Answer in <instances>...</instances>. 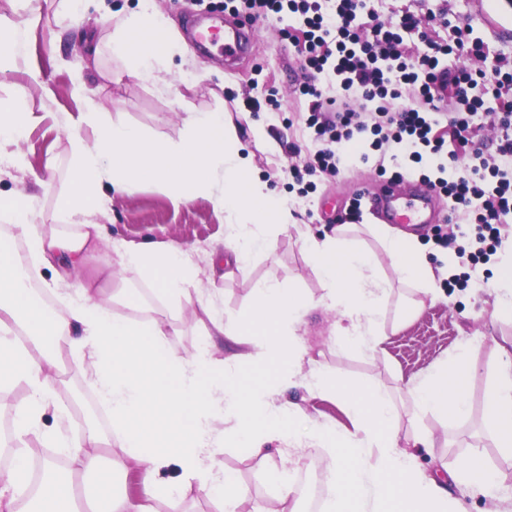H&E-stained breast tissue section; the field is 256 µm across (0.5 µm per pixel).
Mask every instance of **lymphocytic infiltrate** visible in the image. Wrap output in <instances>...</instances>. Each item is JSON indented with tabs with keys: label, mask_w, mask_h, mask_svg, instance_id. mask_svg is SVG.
I'll use <instances>...</instances> for the list:
<instances>
[{
	"label": "lymphocytic infiltrate",
	"mask_w": 512,
	"mask_h": 512,
	"mask_svg": "<svg viewBox=\"0 0 512 512\" xmlns=\"http://www.w3.org/2000/svg\"><path fill=\"white\" fill-rule=\"evenodd\" d=\"M234 13L254 21L282 12L301 17L303 42L298 48L303 66L316 76L332 69L336 77V96L324 99L316 83L304 85L302 93L309 98L308 129L318 148L303 168L293 169L296 181L321 172L338 175L341 162L356 135L371 132L372 149L394 143L399 145L401 169L421 163L422 149L440 153L442 141L433 133V112L439 111L445 88H452L454 109L448 114L460 147L469 143L468 131L475 121L486 115V98L499 100L498 120L503 128L512 127V103L503 94L512 90V72L498 73L487 80L484 73L466 67L444 68L449 55L480 54V43L469 42L470 26L457 27L453 43H428L421 55L411 57L403 51L405 35L419 32L423 20L404 15L399 24L386 26L362 22L365 0H335L333 13L322 11L320 0H224ZM415 87L418 100L412 105H399L401 89ZM376 103L377 119L367 123L363 113L350 107V96ZM502 165L486 161L471 165L466 174L454 179L431 178L423 182L448 199L451 210L471 213L476 224L475 252L458 248V255L472 261H485L501 245L498 226L512 216V136L502 139L498 148Z\"/></svg>",
	"instance_id": "obj_1"
}]
</instances>
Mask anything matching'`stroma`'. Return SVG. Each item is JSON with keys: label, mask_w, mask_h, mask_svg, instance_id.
<instances>
[{"label": "stroma", "mask_w": 512, "mask_h": 512, "mask_svg": "<svg viewBox=\"0 0 512 512\" xmlns=\"http://www.w3.org/2000/svg\"><path fill=\"white\" fill-rule=\"evenodd\" d=\"M220 0H156L159 11L173 25L176 36H183L187 24L194 19L212 23L223 18ZM368 9L377 21L393 24L406 13L431 17L429 36L439 42L453 36L452 27L467 23L472 38L482 41L485 54L460 59L448 57L449 66L464 64L492 70L500 61L512 62V0H369ZM251 54L236 67H225L221 54L202 55L190 49L188 62L180 72L170 77L172 94L159 92L148 81L132 75L114 80L112 73L120 66L112 56L107 32H100L101 53L90 60L77 33L62 29L53 9H44L33 38L23 54L11 58V71L6 86H21L27 91L30 109L43 120L32 130L22 148L28 152L36 173L51 180L53 190L42 196L45 210H52L57 193L66 183L70 165L69 140L65 130L54 125L56 115L77 112L78 102L70 94L74 72H83L91 95L112 117L142 127L151 134L167 139H179L184 134L183 110L223 112L227 121L241 132L252 154L254 172L266 180L276 193L293 202L300 223L313 234L331 226L349 222L353 201L352 187L362 181L377 186L381 170H393L391 153L370 152L368 160L346 162L334 177L318 176L316 188L301 195L290 170L304 165L314 145L305 124L308 99L301 89L308 80L295 47L294 38L302 30L298 18H262L254 23ZM40 70L41 81H47L54 91L44 98L40 82L29 76ZM250 100L259 101V111L247 109ZM261 123L267 136L253 141L250 124ZM103 224V240L89 261L97 267L112 260V242L116 239L139 242L147 238L170 242L185 249L199 270L201 287L214 293L226 312L238 314L250 305V288L260 279L287 281L302 292L320 295L322 285L308 266L296 241L295 232H283L277 237L273 253L257 254L247 270L225 278L224 266L214 261L215 252L224 248L223 215L204 197L189 204H173L158 185L139 184L124 195L110 196L105 212L99 218ZM460 282L443 288L442 297L425 302L419 315L409 324L396 326L399 296H412L413 290L396 285L393 299L387 306V330L382 351L376 358H367L348 349L331 345L329 329L334 314H318L308 320L306 339L311 354L319 355L337 374L371 383L383 382L401 386L449 356L461 343L478 339L482 345L479 363L490 369L494 361V343L512 339V321L497 320L490 289L495 270L485 263L456 262ZM64 383L57 391L56 401L65 406L79 405L81 412L73 416L74 430H81L85 416L99 415L100 409L84 372L66 367ZM486 380L478 378L472 387L471 414L466 421L441 425L433 418H424L420 426L433 432L435 448L419 451L418 461L424 469L435 462L455 464L472 444L484 446L490 461L499 468H512L494 447L491 438L482 434V407ZM224 466L237 473L246 490L241 512H256L257 508L275 507L274 493L264 482L263 465L246 460L235 449L224 452Z\"/></svg>", "instance_id": "1"}]
</instances>
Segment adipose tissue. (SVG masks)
Returning a JSON list of instances; mask_svg holds the SVG:
<instances>
[{
  "label": "adipose tissue",
  "instance_id": "ef3b65f1",
  "mask_svg": "<svg viewBox=\"0 0 512 512\" xmlns=\"http://www.w3.org/2000/svg\"><path fill=\"white\" fill-rule=\"evenodd\" d=\"M112 26V52L128 74L168 92L184 51L151 0L138 9L100 16ZM72 93L81 106L64 114L70 131V170L56 208L38 207V192L52 184L37 179V192L21 187L0 193V394L24 387L9 432L10 463L0 472V512H83L75 475L95 480L93 512H183L182 496L197 488L220 503L222 512H240L246 490L224 468L228 448L267 460L264 478L275 492L276 512L296 493L295 476L310 448L326 459L328 493L320 512H463L454 488L476 492L505 485L512 472L490 467L483 449L472 448L453 468L422 469L416 451L434 445L417 423L431 415L444 422L466 419L470 389L479 374L477 346L461 344L445 360L406 385L405 403L391 387L342 377L313 358L303 330L309 316L331 312L330 340L364 354L380 352L386 309L394 282L415 286L419 297L401 310L409 317L420 298L438 299L441 290L427 248L388 224L367 230L376 248L351 237L339 224L323 235L304 234L301 249L324 292L314 297L270 280L255 281L251 305L242 316L215 305L198 280L185 251L166 242H114L115 266L98 268L92 280L72 282L101 240L98 218L106 191L125 194L137 184L161 185L174 203L212 199L224 216L225 276L244 271L252 257L275 247L279 232L296 227L295 209L256 176L252 155L235 125L220 112H190L181 140L153 138L138 126L111 120L88 95L81 78ZM24 89L0 97V169L29 171L20 144L36 123ZM93 130V141L81 137ZM385 253L393 270L385 276L377 258ZM131 272L169 304L197 309L205 338L193 353L178 354L171 342L175 317L144 319L115 315L112 302L139 311L135 288L99 296L98 280ZM85 365L109 428L92 425L74 435L68 409L54 398L64 356ZM496 363L486 390L483 418L495 448L512 459V341L496 343ZM276 367L258 386L243 384L244 367ZM298 388L344 406L352 425L313 419L282 390ZM54 420L45 423L46 410ZM37 438L64 459V468L46 461L40 483L32 481L28 441ZM111 447L102 460L101 447ZM136 465L147 492L132 497L114 489V476ZM176 477H169V468Z\"/></svg>",
  "mask_w": 512,
  "mask_h": 512
}]
</instances>
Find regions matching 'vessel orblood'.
I'll return each instance as SVG.
<instances>
[{
  "instance_id": "1",
  "label": "vessel or blood",
  "mask_w": 512,
  "mask_h": 512,
  "mask_svg": "<svg viewBox=\"0 0 512 512\" xmlns=\"http://www.w3.org/2000/svg\"><path fill=\"white\" fill-rule=\"evenodd\" d=\"M254 38L253 27L243 19L225 18L224 53L234 58L245 53ZM377 218L383 224H444L449 220L434 204L432 190L409 179L390 180L373 195Z\"/></svg>"
}]
</instances>
